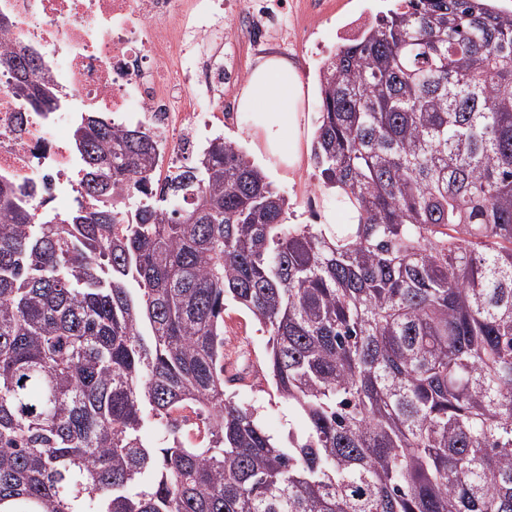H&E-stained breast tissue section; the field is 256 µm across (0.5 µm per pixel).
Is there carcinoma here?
<instances>
[{
  "label": "carcinoma",
  "instance_id": "carcinoma-1",
  "mask_svg": "<svg viewBox=\"0 0 512 512\" xmlns=\"http://www.w3.org/2000/svg\"><path fill=\"white\" fill-rule=\"evenodd\" d=\"M30 60L5 57L48 110ZM319 86L313 161L357 224L288 223L220 137L153 193L146 125L99 112V206L0 182V512H512V9L396 0ZM228 301L304 421L285 441L227 395Z\"/></svg>",
  "mask_w": 512,
  "mask_h": 512
}]
</instances>
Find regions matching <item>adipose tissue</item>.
Masks as SVG:
<instances>
[{"mask_svg":"<svg viewBox=\"0 0 512 512\" xmlns=\"http://www.w3.org/2000/svg\"><path fill=\"white\" fill-rule=\"evenodd\" d=\"M305 94L298 68L271 56L250 71L238 99L239 111L253 117L247 134L256 150L289 170L300 164L310 135L303 112Z\"/></svg>","mask_w":512,"mask_h":512,"instance_id":"adipose-tissue-1","label":"adipose tissue"}]
</instances>
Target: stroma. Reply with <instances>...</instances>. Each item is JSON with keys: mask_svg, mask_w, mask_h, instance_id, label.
Masks as SVG:
<instances>
[{"mask_svg": "<svg viewBox=\"0 0 512 512\" xmlns=\"http://www.w3.org/2000/svg\"><path fill=\"white\" fill-rule=\"evenodd\" d=\"M393 0H298L294 13L282 15L279 39L252 50L245 41L234 42L232 49L244 71H251L258 56L278 54L294 62L311 90L305 97L303 110L310 125H317L321 108L318 74L325 58L335 53L346 38L381 11L389 9ZM274 188L294 206L290 221L294 224L319 223L323 212L335 213L337 223H344L346 213L335 195L326 191L311 156H304L292 171L269 172ZM229 361L233 367L250 369L246 384L233 387L235 400L254 408L264 429L272 435H286L289 429L301 428L296 408L282 398L260 374L267 350V335L246 310L227 305L224 312Z\"/></svg>", "mask_w": 512, "mask_h": 512, "instance_id": "stroma-1", "label": "stroma"}]
</instances>
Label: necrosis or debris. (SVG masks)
Wrapping results in <instances>:
<instances>
[{
    "label": "necrosis or debris",
    "instance_id": "necrosis-or-debris-1",
    "mask_svg": "<svg viewBox=\"0 0 512 512\" xmlns=\"http://www.w3.org/2000/svg\"><path fill=\"white\" fill-rule=\"evenodd\" d=\"M288 0H0V51L37 53L56 92L27 109L13 70L0 68V179L40 190L57 217L83 196L75 118L99 112L118 126L148 121L159 165L174 171L214 127L215 95L241 79L223 14L248 18L254 44L274 37Z\"/></svg>",
    "mask_w": 512,
    "mask_h": 512
}]
</instances>
